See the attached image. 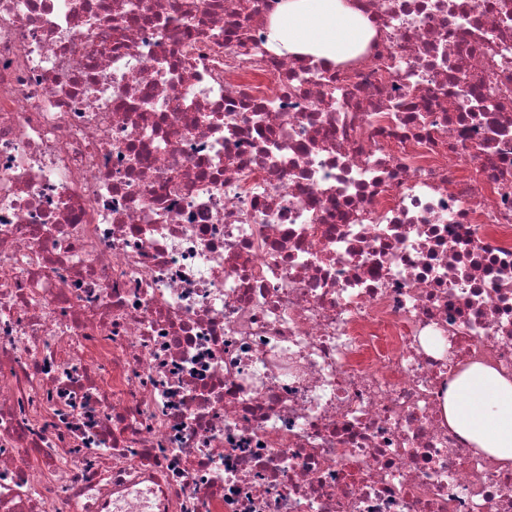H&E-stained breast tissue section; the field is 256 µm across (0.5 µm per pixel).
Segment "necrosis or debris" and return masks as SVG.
<instances>
[{
    "label": "necrosis or debris",
    "instance_id": "necrosis-or-debris-1",
    "mask_svg": "<svg viewBox=\"0 0 512 512\" xmlns=\"http://www.w3.org/2000/svg\"><path fill=\"white\" fill-rule=\"evenodd\" d=\"M0 0V512H512V0ZM343 0H283L269 25V38L287 53H311L338 61L353 55L371 32ZM448 425L473 448L512 466V376L472 364L445 398Z\"/></svg>",
    "mask_w": 512,
    "mask_h": 512
}]
</instances>
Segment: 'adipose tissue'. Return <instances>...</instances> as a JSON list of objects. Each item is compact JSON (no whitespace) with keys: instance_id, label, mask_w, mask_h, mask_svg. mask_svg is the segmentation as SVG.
<instances>
[{"instance_id":"1","label":"adipose tissue","mask_w":512,"mask_h":512,"mask_svg":"<svg viewBox=\"0 0 512 512\" xmlns=\"http://www.w3.org/2000/svg\"><path fill=\"white\" fill-rule=\"evenodd\" d=\"M370 32L369 23L342 0H283L269 25V38L279 50L330 61L353 55ZM445 414L474 448L512 465V376L472 364L451 384Z\"/></svg>"}]
</instances>
